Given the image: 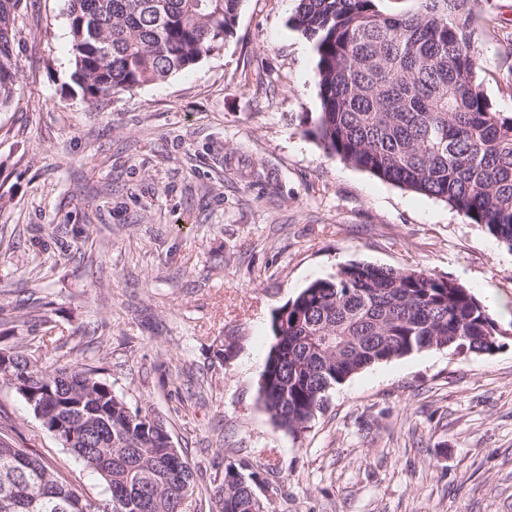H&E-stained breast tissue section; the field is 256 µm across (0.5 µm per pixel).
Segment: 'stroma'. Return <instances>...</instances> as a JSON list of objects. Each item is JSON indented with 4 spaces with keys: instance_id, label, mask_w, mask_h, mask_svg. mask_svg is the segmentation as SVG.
<instances>
[{
    "instance_id": "1",
    "label": "stroma",
    "mask_w": 512,
    "mask_h": 512,
    "mask_svg": "<svg viewBox=\"0 0 512 512\" xmlns=\"http://www.w3.org/2000/svg\"><path fill=\"white\" fill-rule=\"evenodd\" d=\"M296 6L242 0L233 36L197 65L91 107L70 79L68 0H22L19 83L0 109V348L20 340L19 303L79 337L61 362L105 367L163 416L197 474L194 512H213L215 469L265 455L275 512H512V313L494 354L374 365L301 436L258 400L273 312L345 263L422 267L512 310V250L484 226L305 135L320 106ZM475 28L484 91L511 115L512 0H479ZM0 425L103 497L4 385Z\"/></svg>"
}]
</instances>
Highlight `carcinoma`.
I'll return each mask as SVG.
<instances>
[{"instance_id": "1", "label": "carcinoma", "mask_w": 512, "mask_h": 512, "mask_svg": "<svg viewBox=\"0 0 512 512\" xmlns=\"http://www.w3.org/2000/svg\"><path fill=\"white\" fill-rule=\"evenodd\" d=\"M72 79L91 105L196 65L232 33L242 0H70ZM298 0L291 26L312 42L321 112L304 134L330 156L442 202L512 250V115L481 89L477 0ZM0 0V108L16 92L14 20ZM7 351L14 389L62 447L97 473L90 500L0 430V512H186L194 472L150 406L130 405L100 370L49 357L58 339ZM258 396L296 436L336 386L428 349L492 354L504 331L471 291L422 268L350 262L273 313ZM271 460L231 461L213 479L217 512H273L257 495Z\"/></svg>"}]
</instances>
